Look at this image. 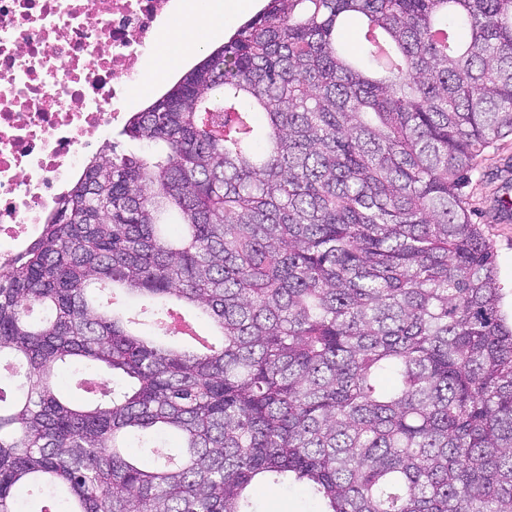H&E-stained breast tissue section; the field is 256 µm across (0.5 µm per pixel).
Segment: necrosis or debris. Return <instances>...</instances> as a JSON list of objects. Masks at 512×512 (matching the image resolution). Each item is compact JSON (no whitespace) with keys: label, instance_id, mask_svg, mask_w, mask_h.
<instances>
[{"label":"necrosis or debris","instance_id":"necrosis-or-debris-1","mask_svg":"<svg viewBox=\"0 0 512 512\" xmlns=\"http://www.w3.org/2000/svg\"><path fill=\"white\" fill-rule=\"evenodd\" d=\"M179 0H0V262L18 254L119 121Z\"/></svg>","mask_w":512,"mask_h":512}]
</instances>
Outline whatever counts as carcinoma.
<instances>
[{"label":"carcinoma","mask_w":512,"mask_h":512,"mask_svg":"<svg viewBox=\"0 0 512 512\" xmlns=\"http://www.w3.org/2000/svg\"><path fill=\"white\" fill-rule=\"evenodd\" d=\"M118 136L147 150L104 142L0 264V512L295 483L317 512H512V322L465 191L512 136V0H264ZM71 364L118 380L64 399Z\"/></svg>","instance_id":"carcinoma-1"}]
</instances>
